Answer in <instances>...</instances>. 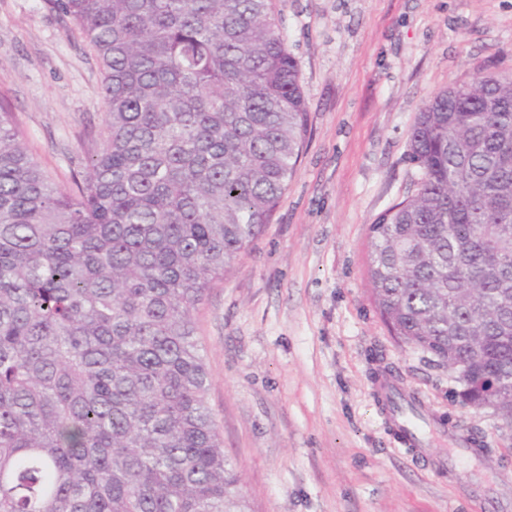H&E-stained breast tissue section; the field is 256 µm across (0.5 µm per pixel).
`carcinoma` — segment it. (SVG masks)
<instances>
[{"mask_svg":"<svg viewBox=\"0 0 512 512\" xmlns=\"http://www.w3.org/2000/svg\"><path fill=\"white\" fill-rule=\"evenodd\" d=\"M104 72L66 189L0 107V512H252L194 314L269 223L309 126L272 0H44ZM512 72L425 100L418 192L370 227L391 332L512 413Z\"/></svg>","mask_w":512,"mask_h":512,"instance_id":"obj_1","label":"carcinoma"}]
</instances>
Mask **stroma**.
Listing matches in <instances>:
<instances>
[{
    "instance_id": "stroma-1",
    "label": "stroma",
    "mask_w": 512,
    "mask_h": 512,
    "mask_svg": "<svg viewBox=\"0 0 512 512\" xmlns=\"http://www.w3.org/2000/svg\"><path fill=\"white\" fill-rule=\"evenodd\" d=\"M299 63L309 134L269 224L196 313L208 403L253 512H512V425L463 406L430 354L392 336L371 299L370 226L414 196L423 101L512 72V0H273ZM103 76L71 18L0 0V105L61 185L105 131ZM419 394L425 456L397 452L374 383ZM487 451L435 471L454 436Z\"/></svg>"
}]
</instances>
